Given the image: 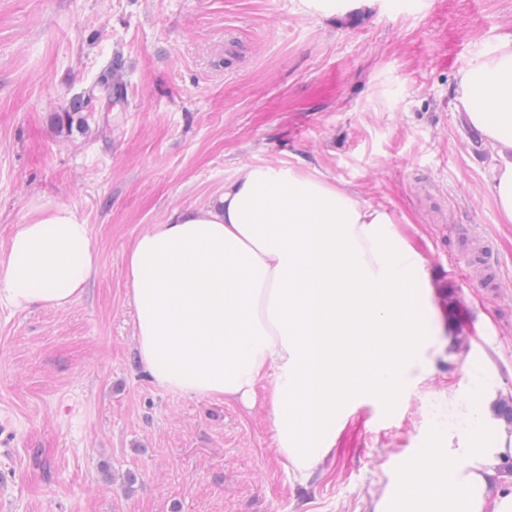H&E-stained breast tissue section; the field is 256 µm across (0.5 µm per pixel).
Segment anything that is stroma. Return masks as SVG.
Masks as SVG:
<instances>
[{"instance_id":"stroma-1","label":"stroma","mask_w":512,"mask_h":512,"mask_svg":"<svg viewBox=\"0 0 512 512\" xmlns=\"http://www.w3.org/2000/svg\"><path fill=\"white\" fill-rule=\"evenodd\" d=\"M512 32V0H0V256L38 205L75 209L99 268L64 309L0 305V512H382L422 404L476 411L468 372L512 396V224L455 106L459 67ZM125 100L60 117L112 58ZM289 164L387 209L422 260L447 347L389 404L342 409L289 475L266 407L154 384L125 257L247 165ZM481 235L486 287L464 244ZM135 473L132 491L122 478Z\"/></svg>"}]
</instances>
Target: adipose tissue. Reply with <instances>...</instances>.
<instances>
[{
    "label": "adipose tissue",
    "mask_w": 512,
    "mask_h": 512,
    "mask_svg": "<svg viewBox=\"0 0 512 512\" xmlns=\"http://www.w3.org/2000/svg\"><path fill=\"white\" fill-rule=\"evenodd\" d=\"M455 104L492 161L489 191L512 224V33L463 65ZM387 210L322 172L254 165L191 211L140 235L125 263L139 358L160 388L270 407L273 443L293 469L324 451L322 431L356 393L386 402L430 364L418 255ZM88 224L46 204L18 225L0 261V304L71 305L97 272ZM488 412L465 442L436 425L397 465L404 490L384 512H512V478L495 483L512 439H492ZM459 458L448 465L447 456Z\"/></svg>",
    "instance_id": "1"
}]
</instances>
